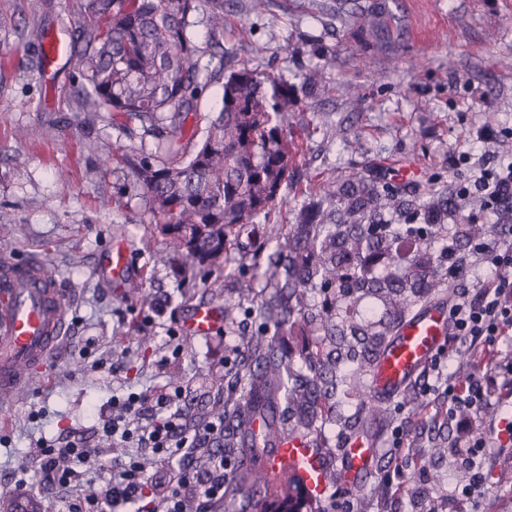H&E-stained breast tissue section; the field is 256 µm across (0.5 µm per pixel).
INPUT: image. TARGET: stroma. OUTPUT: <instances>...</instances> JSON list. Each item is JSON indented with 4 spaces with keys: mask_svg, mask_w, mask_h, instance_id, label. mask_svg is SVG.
I'll return each mask as SVG.
<instances>
[{
    "mask_svg": "<svg viewBox=\"0 0 512 512\" xmlns=\"http://www.w3.org/2000/svg\"><path fill=\"white\" fill-rule=\"evenodd\" d=\"M224 0V50L250 67L271 72L293 85L312 66L325 64L319 93L304 112L290 113L294 129L318 131L298 157L300 185L286 189L284 201L267 223L230 248V262L218 285L187 287L175 254L155 225L130 170L120 163L126 139L113 112H79L72 96L81 87L74 59L63 54L41 62L42 35L55 34L71 45L90 0H0V224L10 240L0 252L16 261L42 259L63 291L70 331L46 374H32L29 386L0 409V492L3 476L21 463L37 439H55L72 430L92 435L97 414L113 396L164 384L170 378L191 389L196 413L210 411L230 396L223 361H236L220 334H182L170 342L171 317L186 320L195 308L236 304L223 325L259 328L256 304H237L240 290L268 293L256 268L263 249L284 236L295 214L315 193L312 178L344 175L378 166L445 191L472 187L478 159L490 164L512 159V71L498 67L512 56V0H393L405 24L404 44L394 61L375 53L370 37L340 27L336 0ZM247 26V37L238 29ZM372 56L363 68V56ZM361 84L363 99L347 100L343 82ZM111 201L100 208L99 198ZM131 251L133 279L142 281L152 301L143 305L115 292L99 269L114 241ZM155 324L141 329L144 316ZM122 355L123 368L109 363ZM389 426L372 425L383 457L348 508L340 493L335 512H428L433 499L447 497L457 474L449 463L452 428L420 435L424 419L415 405L395 398L388 404ZM414 442L427 460L426 477L406 480L390 496L385 477L396 437ZM489 495L475 512H512V469L491 465Z\"/></svg>",
    "mask_w": 512,
    "mask_h": 512,
    "instance_id": "stroma-1",
    "label": "stroma"
}]
</instances>
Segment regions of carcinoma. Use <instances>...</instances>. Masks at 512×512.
<instances>
[{
    "instance_id": "1",
    "label": "carcinoma",
    "mask_w": 512,
    "mask_h": 512,
    "mask_svg": "<svg viewBox=\"0 0 512 512\" xmlns=\"http://www.w3.org/2000/svg\"><path fill=\"white\" fill-rule=\"evenodd\" d=\"M206 13L209 38L190 34L196 12ZM336 13L385 51L401 39L388 0H351ZM224 0H92L77 54L85 92L78 112H116L130 141L123 157L147 205L148 220L170 237L189 280H206L229 262L231 240L283 202L292 184L299 143L288 131L294 85L224 55ZM217 56L204 73L201 58ZM212 84L221 85V108L197 129L190 115ZM323 201L297 215L288 234L259 267L271 293L260 302L264 334L251 337L248 356L233 375L236 402L215 411L224 417V450L233 456L224 479L222 512H265L258 503L298 496L292 475L276 484L258 465L261 443L284 430L313 434L333 422L354 426L338 412L340 399H362L358 418L382 420L379 401L367 398L368 369L411 313L405 292L418 300L444 293L448 249L464 258L484 235L474 224L448 225L455 212L448 194L419 182H397L382 171L362 170L326 180ZM500 229L512 225V188L490 200ZM321 298L314 309L311 299ZM360 297L392 305L373 332L356 319ZM315 336L303 362H285L268 332ZM271 416L263 437L245 431L244 414Z\"/></svg>"
}]
</instances>
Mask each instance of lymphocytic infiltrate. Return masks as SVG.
<instances>
[{"instance_id": "f902f5d3", "label": "lymphocytic infiltrate", "mask_w": 512, "mask_h": 512, "mask_svg": "<svg viewBox=\"0 0 512 512\" xmlns=\"http://www.w3.org/2000/svg\"><path fill=\"white\" fill-rule=\"evenodd\" d=\"M492 272L475 292L458 293L448 303L449 336L425 367V375L444 377L435 419L453 422L456 443L452 464L461 471L447 499L482 500L484 471L493 448L512 447V419L499 437L474 438L483 409L496 394L512 396V353L502 346L512 337V240L500 239L477 252ZM468 354L467 374L450 370L446 360L458 349ZM96 434L104 444L123 449L120 457L91 461L83 437L72 434L38 441L22 462L16 491L28 488L27 473L40 477L55 512H214L224 498V422L206 417L194 422L182 388L154 389L113 397Z\"/></svg>"}]
</instances>
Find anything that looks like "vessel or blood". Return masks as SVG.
<instances>
[{"label":"vessel or blood","mask_w":512,"mask_h":512,"mask_svg":"<svg viewBox=\"0 0 512 512\" xmlns=\"http://www.w3.org/2000/svg\"><path fill=\"white\" fill-rule=\"evenodd\" d=\"M220 312L199 308L185 322L198 336L215 333ZM68 330V317L57 280L37 259L0 265V395L14 396L24 388L22 374L44 370ZM448 338V303L434 299L417 308L400 326L371 374V393L385 400L398 396L431 361ZM379 455L378 441L369 433L350 435L338 458L343 485L362 489ZM269 475L296 467L309 490L327 495L324 474L328 462L298 432H283L265 450Z\"/></svg>","instance_id":"vessel-or-blood-1"}]
</instances>
